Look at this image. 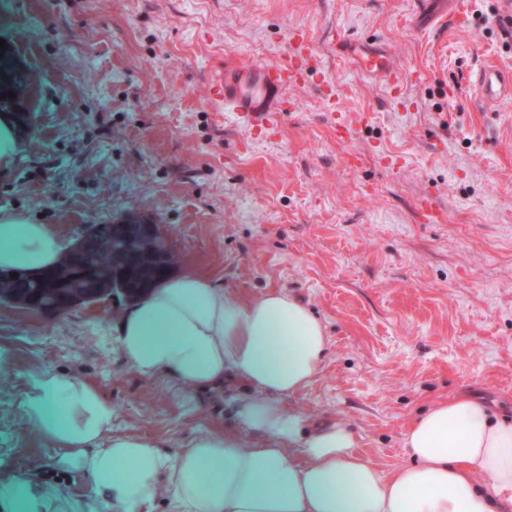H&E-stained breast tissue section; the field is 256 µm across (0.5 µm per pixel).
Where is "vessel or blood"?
Here are the masks:
<instances>
[{
    "label": "vessel or blood",
    "mask_w": 512,
    "mask_h": 512,
    "mask_svg": "<svg viewBox=\"0 0 512 512\" xmlns=\"http://www.w3.org/2000/svg\"><path fill=\"white\" fill-rule=\"evenodd\" d=\"M289 36L292 52L288 60H259L247 67H225L212 86L226 111L232 112L239 123L260 133L269 128L272 113L285 111L288 88L321 70L319 56L305 31L294 28ZM336 53L363 77L380 79L388 93L400 91L405 73L379 45L341 37L336 41ZM0 77L13 91L12 96L0 102L22 133L33 134L46 106L38 59L25 45L7 41L5 48L0 49ZM471 83L486 104L512 100V73L486 65L472 74ZM97 236L98 264L111 268L113 286L127 293H135L163 274L170 263L168 248L156 241L146 225H106L99 228Z\"/></svg>",
    "instance_id": "1"
}]
</instances>
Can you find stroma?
Segmentation results:
<instances>
[{"mask_svg": "<svg viewBox=\"0 0 512 512\" xmlns=\"http://www.w3.org/2000/svg\"><path fill=\"white\" fill-rule=\"evenodd\" d=\"M0 0V38L39 59L47 108L0 174V208L22 210L73 249L98 225L141 221L189 271L246 300L269 290L323 322L312 381L281 400L311 423L344 421L382 474L404 465L411 421L458 392L512 419V104L481 105L471 75L512 70L488 30L499 0ZM303 27L323 78L348 83L352 127L315 85L261 137L211 96L225 65L278 60ZM373 39L405 70L400 102L336 55ZM396 157L390 168L372 147ZM441 210L423 223L420 196ZM132 295L110 288L58 307L0 294V470L38 476L50 496L92 495L28 421L32 378L54 372L98 390L112 428L176 453L216 429L258 441L224 397L139 374L113 330Z\"/></svg>", "mask_w": 512, "mask_h": 512, "instance_id": "obj_1", "label": "stroma"}]
</instances>
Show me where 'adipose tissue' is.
Masks as SVG:
<instances>
[{"mask_svg":"<svg viewBox=\"0 0 512 512\" xmlns=\"http://www.w3.org/2000/svg\"><path fill=\"white\" fill-rule=\"evenodd\" d=\"M71 249L49 225L0 209V273L25 278ZM125 361L144 376L223 392L234 378L238 418L260 444L213 431L174 454L159 442L112 431V408L88 385L45 372L25 411L94 495L49 496L22 472L0 473V512H512V420L460 395L413 419L402 437L409 459L382 475L357 451L346 424L313 426L284 409L325 355L322 322L293 295L272 290L246 301L200 274L164 277L114 330ZM486 483H479V476Z\"/></svg>","mask_w":512,"mask_h":512,"instance_id":"obj_1","label":"adipose tissue"}]
</instances>
